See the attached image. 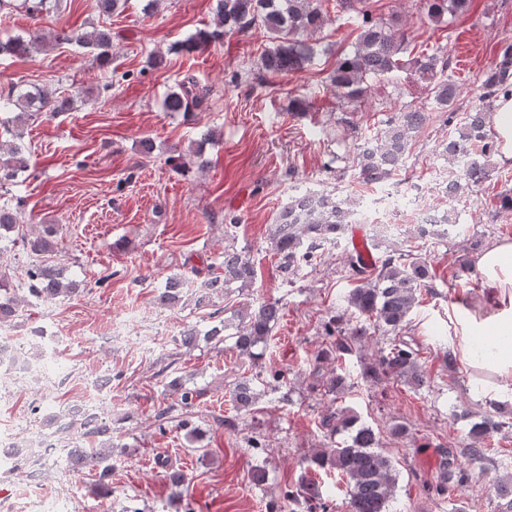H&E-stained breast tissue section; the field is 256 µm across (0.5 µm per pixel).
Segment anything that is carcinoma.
<instances>
[{
  "label": "carcinoma",
  "mask_w": 512,
  "mask_h": 512,
  "mask_svg": "<svg viewBox=\"0 0 512 512\" xmlns=\"http://www.w3.org/2000/svg\"><path fill=\"white\" fill-rule=\"evenodd\" d=\"M22 8L33 18L44 13L62 12L68 0H19ZM420 18L440 23L448 15H460L469 10L471 0H420ZM359 0H336L341 12L355 14L360 33L353 50L336 56L330 74V85L336 100L346 106L340 122L357 129L356 116L362 111L371 82L383 81L402 69L414 73L426 84L432 101L440 112L448 111L455 103L456 84L448 73L449 61L442 48L412 57L407 55L409 43L405 27L407 19L394 15L388 21L357 6ZM329 16L323 12L321 0H216L214 28L200 31L182 44L191 53L206 49L226 34L246 33L255 25L264 27L275 40L273 47L260 58L256 80L263 83L268 75H286L302 69L313 53L309 45L317 33L328 24ZM52 40L74 43L92 53L93 62L105 66L112 61V30L92 23L81 31L63 30ZM47 46L46 36L39 30L25 36L0 38V57H22ZM482 104L460 120L448 141L438 145L439 155L457 166V178L448 183L446 196L461 197L480 188L491 179L493 169L485 160L493 147L487 116L493 102L499 98H512V44L505 46L486 69L481 82ZM210 90L200 85L193 75H187L176 89L167 93L163 106L168 112L193 113L206 107ZM70 98L58 89L37 88L18 91L9 87L0 93V128L10 135L0 140V232L14 231L19 223L24 197L5 190L17 176L27 170L29 157L20 143L23 126L39 113L66 112ZM430 113L410 104L392 113L383 121L376 134L363 137L354 145L352 164L357 177L365 184H382L395 171L405 165L413 141L429 121ZM321 198L320 209L300 214V197L293 196L275 215L270 233V247L278 257V269L283 280L297 273L302 265L315 256L325 243H335L343 236L352 213L354 202L346 197L315 192ZM57 230L52 224L44 225L42 232L21 235L23 249L35 260L28 265L20 280L25 297L35 300L67 297L76 291L75 283L63 281L62 273L48 259L57 255ZM220 271L208 272L205 287L210 293H222L231 288L245 291L256 282L257 270L246 251L227 249ZM348 279L355 283L346 296L350 319L334 315L321 325L326 346L318 350L312 361L313 372L318 373L329 360H336L352 351L351 344L362 341L370 330L399 335L409 322L414 307L419 304L421 290L430 287L435 278L427 259L412 258V251L395 249L374 257L366 264L362 255L352 251L347 260ZM181 277L166 279L158 300L174 305L179 301ZM281 315V306L274 301L245 305L232 313L237 324L226 320L209 329L205 336L217 342L224 341V332L234 328L231 338L239 355L254 366L264 355L271 332ZM365 378L377 384L400 382L417 392L428 385L430 374L420 364L419 351L402 339L364 367ZM169 386L177 393V402L158 410V428L173 418L178 410L191 409L202 393L182 386L176 380ZM258 394L254 379H238L231 392V401L239 411H248L255 405ZM501 422L487 413L472 425L469 435L459 444L466 450L470 462L488 459L485 439L498 430ZM321 429L323 447L316 448L300 463L302 469L296 483L283 491L275 507L277 512H327L328 500L323 484L310 476L312 472L335 473L346 480L347 494L342 502L346 512H389V504L396 490L395 466L392 459L379 450L380 439L375 431L359 422L355 415L345 411L332 412L323 417ZM350 431V440L338 442L337 434ZM112 448H74L68 463L76 469H99L106 473L111 468ZM471 479L468 469L457 459L452 448L439 453L437 476L427 488L432 496H445L462 489ZM494 488L500 500L499 512H512V475L495 478Z\"/></svg>",
  "instance_id": "1"
}]
</instances>
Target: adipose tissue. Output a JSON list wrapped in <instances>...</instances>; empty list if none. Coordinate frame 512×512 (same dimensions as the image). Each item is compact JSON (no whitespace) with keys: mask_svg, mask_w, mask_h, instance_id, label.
<instances>
[{"mask_svg":"<svg viewBox=\"0 0 512 512\" xmlns=\"http://www.w3.org/2000/svg\"><path fill=\"white\" fill-rule=\"evenodd\" d=\"M481 294L448 307V347L471 374L488 373L477 391L512 398V240H499L480 259Z\"/></svg>","mask_w":512,"mask_h":512,"instance_id":"ef3b65f1","label":"adipose tissue"}]
</instances>
